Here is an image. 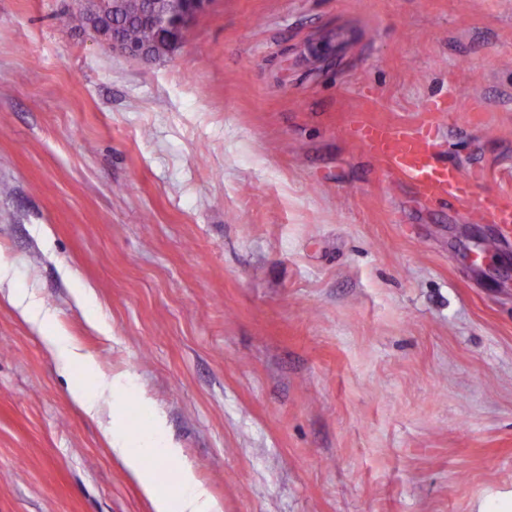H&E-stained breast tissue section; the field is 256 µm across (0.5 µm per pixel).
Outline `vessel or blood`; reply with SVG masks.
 <instances>
[{
	"instance_id": "b4317fda",
	"label": "vessel or blood",
	"mask_w": 512,
	"mask_h": 512,
	"mask_svg": "<svg viewBox=\"0 0 512 512\" xmlns=\"http://www.w3.org/2000/svg\"><path fill=\"white\" fill-rule=\"evenodd\" d=\"M357 137L368 154L385 160L414 186L419 196L450 199L462 205L473 203L482 220L512 223L511 201L496 194L475 197L473 180L464 178L454 166L441 161L430 124L416 128L364 124L358 127Z\"/></svg>"
}]
</instances>
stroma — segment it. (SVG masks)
Here are the masks:
<instances>
[{"instance_id": "obj_1", "label": "stroma", "mask_w": 512, "mask_h": 512, "mask_svg": "<svg viewBox=\"0 0 512 512\" xmlns=\"http://www.w3.org/2000/svg\"><path fill=\"white\" fill-rule=\"evenodd\" d=\"M74 8L0 0V257L136 379L117 421L162 416L223 512H512V227L356 140L434 120L512 194V0H211L150 62ZM86 381L1 294L0 512H154Z\"/></svg>"}]
</instances>
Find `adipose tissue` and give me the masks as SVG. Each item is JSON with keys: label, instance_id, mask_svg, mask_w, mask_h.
I'll list each match as a JSON object with an SVG mask.
<instances>
[{"label": "adipose tissue", "instance_id": "ef3b65f1", "mask_svg": "<svg viewBox=\"0 0 512 512\" xmlns=\"http://www.w3.org/2000/svg\"><path fill=\"white\" fill-rule=\"evenodd\" d=\"M14 281L15 276L7 263L0 260V285L10 284L9 299L23 320L38 328L50 325L52 322L50 314L43 309L28 289L15 287ZM43 341L62 367L80 366L90 377V385L79 386L71 391L72 401L86 416L98 418L104 406L110 404L116 392L135 391L136 386L129 378L109 379L102 376L94 359L83 353L62 332L46 335ZM104 437L112 456L118 458L135 474L143 492L152 501L155 512H221L220 505L197 482L192 467L187 464L181 467L177 495L169 498L158 494L155 475L144 467L143 461L148 456L176 458L179 455L178 449L170 447L161 440L144 448L131 447L117 427L112 424L105 427Z\"/></svg>", "mask_w": 512, "mask_h": 512}]
</instances>
